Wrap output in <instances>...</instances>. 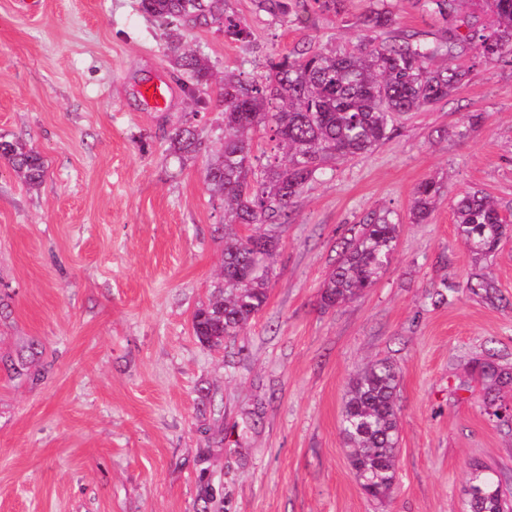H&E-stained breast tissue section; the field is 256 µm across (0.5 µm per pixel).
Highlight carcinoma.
<instances>
[{
    "label": "carcinoma",
    "instance_id": "carcinoma-1",
    "mask_svg": "<svg viewBox=\"0 0 512 512\" xmlns=\"http://www.w3.org/2000/svg\"><path fill=\"white\" fill-rule=\"evenodd\" d=\"M494 17L477 25L457 13L458 0H425L427 9L448 23L445 44L412 38L392 44L363 37L351 53L328 54L310 46L269 61L265 81L257 84L240 75L224 76V142L205 167L208 189L224 201L225 226L267 225L265 233L239 236L224 233L222 295L193 315L200 342L220 345L265 307L278 248L272 227L288 222L306 187L323 166L366 154L390 137L402 115L437 104L460 91L469 71L433 70L425 60L446 50L473 44L480 58L494 62L512 58V0H480ZM143 11L168 25L224 26L237 37L248 35L236 19L224 14V0H141ZM393 16L374 9L357 20L366 32L389 28ZM466 33H461V28ZM178 77L190 80L197 97L211 79L207 62L188 45H167ZM256 132L275 143L278 153L258 169L252 161ZM171 149L179 155L201 150L195 129L175 128ZM0 157L32 187L40 185L46 166L42 155L19 139L0 137ZM441 196L432 180L414 193L412 222L423 223ZM460 238L478 258L492 253L508 230V214L480 191L464 193L454 205ZM398 220L391 212H371L329 272L321 295L326 307L361 297L388 266L396 246ZM483 381L500 390L512 386V369L486 359L477 364ZM397 369L385 360L367 366L348 383L341 432L351 447L350 465L363 491L376 499L392 496L399 439ZM464 512H512V489L490 466L474 463L467 478Z\"/></svg>",
    "mask_w": 512,
    "mask_h": 512
}]
</instances>
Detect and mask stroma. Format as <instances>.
<instances>
[{
    "label": "stroma",
    "mask_w": 512,
    "mask_h": 512,
    "mask_svg": "<svg viewBox=\"0 0 512 512\" xmlns=\"http://www.w3.org/2000/svg\"><path fill=\"white\" fill-rule=\"evenodd\" d=\"M270 4L226 0L244 40L182 29L213 67L197 106L140 0H43L33 16L0 0V135L46 162L32 188L0 160V512H463L472 462L512 478V428L489 419L473 369L512 367V233L474 261L453 213L472 189L512 210V62L430 59L470 68L467 84L326 168L277 228L262 312L222 345L195 336L194 312L222 284L224 204L204 181L224 136L222 76L262 81L271 57L305 42L351 51L372 0L298 16ZM386 5L382 40H446L423 0ZM145 80L169 85L164 106L138 96ZM185 124L204 150L181 158L168 134ZM428 178L441 196L415 224ZM371 210L400 220L391 261L362 297L324 306L325 276ZM475 272L492 294L471 287ZM441 286L446 303L431 305ZM375 359L399 372L383 501L362 491L340 431L348 382Z\"/></svg>",
    "instance_id": "obj_1"
}]
</instances>
